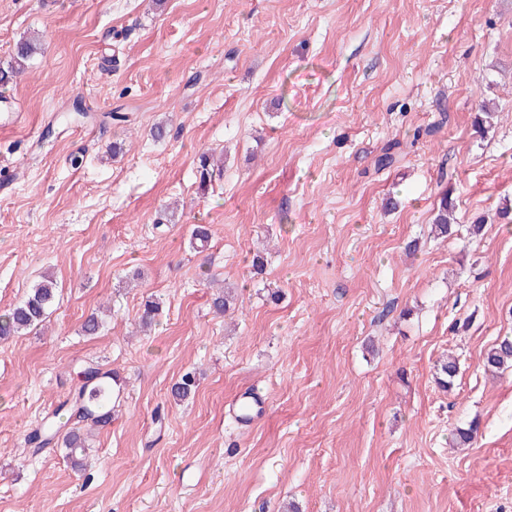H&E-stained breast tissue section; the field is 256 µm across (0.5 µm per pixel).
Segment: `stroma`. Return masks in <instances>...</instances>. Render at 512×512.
I'll use <instances>...</instances> for the list:
<instances>
[{
  "instance_id": "stroma-1",
  "label": "stroma",
  "mask_w": 512,
  "mask_h": 512,
  "mask_svg": "<svg viewBox=\"0 0 512 512\" xmlns=\"http://www.w3.org/2000/svg\"><path fill=\"white\" fill-rule=\"evenodd\" d=\"M23 39L0 314L59 293L0 340V512H512V373L482 366L512 336V0H0V66ZM91 359L114 410L83 468L30 454ZM57 295V284L43 275L26 296L10 311L0 316V339L30 330L50 315Z\"/></svg>"
}]
</instances>
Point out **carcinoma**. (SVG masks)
Instances as JSON below:
<instances>
[{
  "label": "carcinoma",
  "mask_w": 512,
  "mask_h": 512,
  "mask_svg": "<svg viewBox=\"0 0 512 512\" xmlns=\"http://www.w3.org/2000/svg\"><path fill=\"white\" fill-rule=\"evenodd\" d=\"M34 52L29 42L20 43L13 61L0 67V85H7L25 68L27 60ZM433 224L439 235L446 237L452 233L448 217V201H443L435 214ZM57 295V284L49 277L42 276L26 296L10 311L0 315V339L30 330L43 323L50 315ZM483 367L504 372L512 370V338L505 336L492 346L483 356ZM459 372L458 359L454 357L440 364L437 383L450 388ZM112 372L103 369L96 361L85 362L78 371V382L69 398L57 406L52 416L32 429L26 443L38 454L43 449L59 442L74 452L83 449L81 438L67 429L76 418L90 429L103 427L112 420ZM197 388L195 373L186 371L172 385L170 393L175 400H185Z\"/></svg>",
  "instance_id": "cac0c4a2"
}]
</instances>
